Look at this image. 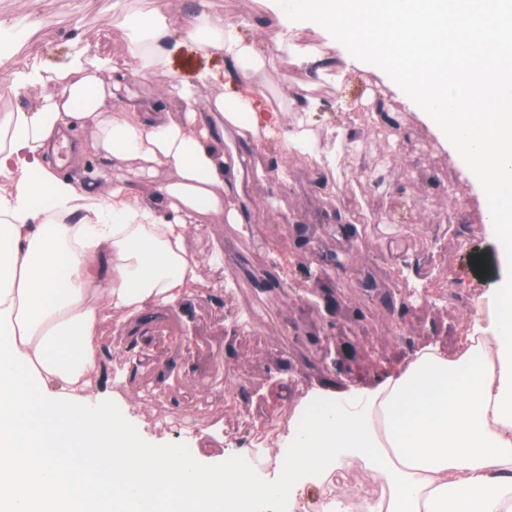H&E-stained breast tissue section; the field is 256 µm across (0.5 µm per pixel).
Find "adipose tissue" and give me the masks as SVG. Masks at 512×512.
Wrapping results in <instances>:
<instances>
[{
    "instance_id": "ef3b65f1",
    "label": "adipose tissue",
    "mask_w": 512,
    "mask_h": 512,
    "mask_svg": "<svg viewBox=\"0 0 512 512\" xmlns=\"http://www.w3.org/2000/svg\"><path fill=\"white\" fill-rule=\"evenodd\" d=\"M259 39L246 21L203 5L187 25L158 10L126 13L128 54L111 83L100 77L80 23L66 34L72 61L6 70L18 87H45L34 104L0 113V512H225L317 488L326 472L357 468L387 494L366 512H512V281L496 289L487 317L454 355L417 351L374 387L295 410L280 447L279 476L255 485L250 470L203 471L174 447L131 437L93 403L100 325L174 304L199 282L188 233L199 218L250 221L241 185L248 168L228 161L227 131L242 145L276 139L286 154L335 171L304 118L259 106L266 68L318 59L297 41L318 30L341 45L345 66L390 74L406 104L465 162L504 264L512 265V0H265ZM237 70L234 97H201L216 77L167 84L144 107L130 80L166 66L181 38ZM118 102L105 111L106 100ZM95 129L72 149L106 163L105 194L86 191L51 163L61 134ZM173 179L145 197L122 173L127 160Z\"/></svg>"
}]
</instances>
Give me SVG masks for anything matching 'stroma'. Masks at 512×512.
<instances>
[{
	"label": "stroma",
	"mask_w": 512,
	"mask_h": 512,
	"mask_svg": "<svg viewBox=\"0 0 512 512\" xmlns=\"http://www.w3.org/2000/svg\"><path fill=\"white\" fill-rule=\"evenodd\" d=\"M109 4L110 0H41V14L49 23L14 42L11 64L54 68L66 63L65 30L70 16L77 13L84 19L87 39L98 45L106 60L101 77L111 81L113 67L121 66L127 53L128 40L112 27ZM336 63L332 52L319 70L276 62L267 73L263 92L288 112L300 110L306 98L324 97L325 107L307 114L306 120L325 147L331 145L336 128L343 126L345 113L362 110L375 97H382L405 141L397 149L376 142L371 130L364 155L350 158L338 175L292 156L286 164L287 184L272 178L245 182L242 191L253 203L249 234H242L238 225L208 220L198 225L189 241L200 262L201 281L222 283L223 292L212 296L197 290L178 304H158L149 312L144 340H132L113 321L104 322L95 387L104 391L110 406L118 408L132 434L160 447L190 446L194 443L191 428L223 426L226 388L240 394V408H247V394L257 392L292 410L304 406L315 393L373 386L387 367L402 364L426 346L453 352L463 332L460 313L419 300L405 311L392 308L364 290L347 291L341 275L319 282L318 287L337 297L335 314L340 325L362 324L350 363L356 383L327 375L315 349L289 350V330L320 332V313L262 292L253 282L252 267L266 255L268 246L291 236L287 224L291 217L303 226V237L295 248L299 263L307 265L315 254L345 248L346 239L327 222L340 208L339 195L354 197L376 212L403 202L412 207L406 223L359 225L363 239L352 270L360 278L372 277L379 287H387L396 266L394 256L401 252L411 265L409 284L444 271L460 294L461 305L473 310L486 307L503 278L498 248L484 221L490 202L475 193L461 163L382 75L351 69L336 83L324 81L323 70H335ZM227 69L223 56L203 54L186 40L166 68L131 91L139 102L149 105L161 85L173 80L191 83L206 70L221 76L219 83L209 87V94L232 97L239 88L227 77ZM365 170L379 171L382 186L374 188L361 179ZM217 249L224 253L219 265L210 260ZM187 331L196 342L189 350L179 342ZM132 341L151 360L134 378L120 362ZM167 365L174 368L171 378L158 381V368Z\"/></svg>",
	"instance_id": "35a3bbf8"
}]
</instances>
